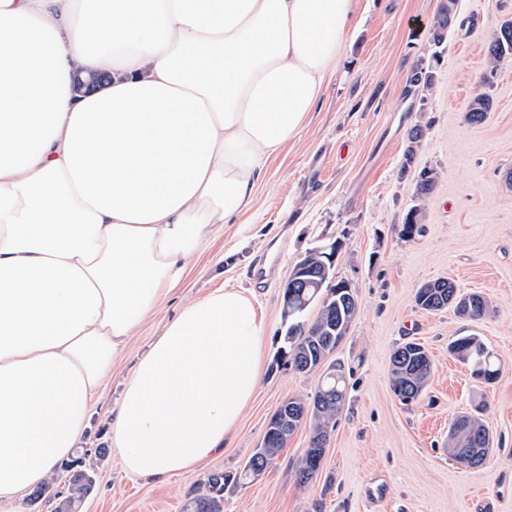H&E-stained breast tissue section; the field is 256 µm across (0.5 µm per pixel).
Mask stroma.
Segmentation results:
<instances>
[{"label": "stroma", "mask_w": 512, "mask_h": 512, "mask_svg": "<svg viewBox=\"0 0 512 512\" xmlns=\"http://www.w3.org/2000/svg\"><path fill=\"white\" fill-rule=\"evenodd\" d=\"M359 23L345 65L327 84L302 131L273 159L252 208L213 232L191 258L185 278L131 337L94 403L76 451L96 456V486L81 512H183L209 471H234L262 442L281 403L315 392L319 374L277 362L286 328L282 294L293 265L309 250L338 245L331 276L358 300L343 342L331 354L346 373V399L328 429L322 468L297 482L309 440L300 428L262 476L224 492V512H512V58L484 87L485 47L512 0H457L456 22L442 46L430 24L442 0H356ZM434 63L431 88L413 86L418 63ZM488 91L495 106L480 124L466 119L473 97ZM425 137L405 163L407 132ZM323 165L311 187L313 161ZM435 178L418 201L421 170ZM421 208L412 235L402 224ZM445 278L487 302L482 318L415 303L425 282ZM217 288L250 295L267 342L262 379L222 455L166 480L131 478L112 446V410L138 360L179 309ZM476 336L495 356L497 379H477L449 344ZM424 345L429 381L402 404L391 381L401 344ZM481 421L492 436L485 464L469 468L448 453L457 416Z\"/></svg>", "instance_id": "1"}]
</instances>
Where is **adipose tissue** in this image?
Here are the masks:
<instances>
[{
	"mask_svg": "<svg viewBox=\"0 0 512 512\" xmlns=\"http://www.w3.org/2000/svg\"><path fill=\"white\" fill-rule=\"evenodd\" d=\"M356 0H0V512L68 460L129 339L342 68ZM109 71L89 95L77 71ZM250 297L170 319L112 445L165 479L223 452L262 377Z\"/></svg>",
	"mask_w": 512,
	"mask_h": 512,
	"instance_id": "obj_1",
	"label": "adipose tissue"
}]
</instances>
